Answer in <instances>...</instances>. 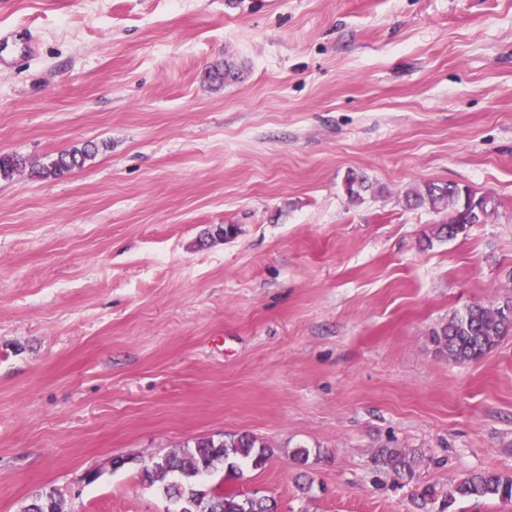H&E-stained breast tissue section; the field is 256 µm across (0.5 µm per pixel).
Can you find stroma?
Returning a JSON list of instances; mask_svg holds the SVG:
<instances>
[{
	"mask_svg": "<svg viewBox=\"0 0 512 512\" xmlns=\"http://www.w3.org/2000/svg\"><path fill=\"white\" fill-rule=\"evenodd\" d=\"M0 40V512H175L144 463L227 433L268 459L206 484L276 512H512L448 498L512 472V335L430 341L512 298V0H0ZM426 182L499 207L433 238ZM96 150V144H86L82 148L61 152L33 173L43 179L60 177L76 168L82 167L86 159L91 157ZM511 332L510 299L494 308L472 304L454 313L446 324L431 332V341L448 359L464 363L480 359ZM414 457H409L407 453L393 449H383L377 457V463L393 471L396 474L402 472L411 473L413 470Z\"/></svg>",
	"mask_w": 512,
	"mask_h": 512,
	"instance_id": "obj_1",
	"label": "stroma"
}]
</instances>
